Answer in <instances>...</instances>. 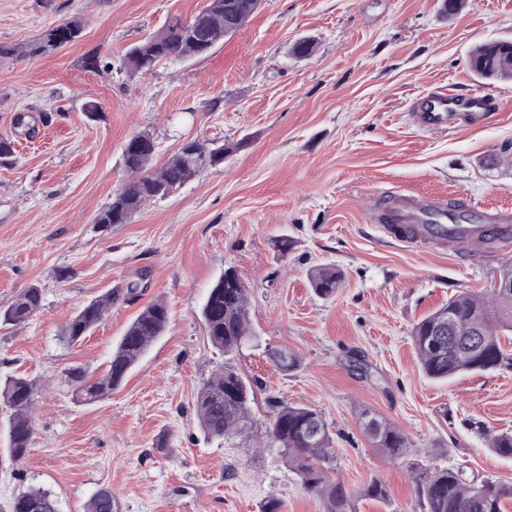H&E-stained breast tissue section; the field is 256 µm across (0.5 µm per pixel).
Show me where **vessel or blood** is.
Here are the masks:
<instances>
[{
    "mask_svg": "<svg viewBox=\"0 0 512 512\" xmlns=\"http://www.w3.org/2000/svg\"><path fill=\"white\" fill-rule=\"evenodd\" d=\"M495 108L496 103L490 95L474 90L463 99L451 85L424 97L418 105L417 115L420 125L425 128L445 126L456 120L479 126L487 121ZM383 218L391 222L441 226L448 218V205L441 199L415 202L396 196L389 200Z\"/></svg>",
    "mask_w": 512,
    "mask_h": 512,
    "instance_id": "1",
    "label": "vessel or blood"
}]
</instances>
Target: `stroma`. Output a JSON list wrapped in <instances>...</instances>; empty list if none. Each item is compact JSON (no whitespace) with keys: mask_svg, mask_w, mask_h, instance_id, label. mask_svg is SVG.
Wrapping results in <instances>:
<instances>
[{"mask_svg":"<svg viewBox=\"0 0 512 512\" xmlns=\"http://www.w3.org/2000/svg\"><path fill=\"white\" fill-rule=\"evenodd\" d=\"M261 0L256 13L208 56L167 60L137 73L127 50L207 0H0V308L31 286L42 307L23 327L0 326V380L36 381L32 444L8 447L10 409L0 401V512L43 488L60 512H84L97 491L115 512H323L278 448L269 444L268 396L322 412L333 438V480L358 489L382 481L390 497L354 512H413L405 462H391L361 432L371 409L401 427L410 456L512 485V458L497 456L475 423L512 432V371L438 382L421 370L411 331L464 291L489 292L512 264V233L481 245L405 241L378 223L389 195L447 199L451 214L488 224L512 209V81L496 82L485 125L420 128L415 98L454 84L478 88L468 67L476 45L512 38V0ZM78 16L81 36L32 57L22 46ZM314 39L305 59L289 54ZM97 53L99 68L86 66ZM97 103L96 118L85 112ZM25 125H17V115ZM145 132L164 163L181 142L226 148L224 164L129 223L94 219L127 178L122 146ZM294 247L279 256L273 241ZM343 273L335 295L309 286L323 264ZM232 267L250 293L254 337L232 363L255 384L249 437L214 440L195 399L224 362L211 347L202 304ZM140 281L88 336L67 345L62 326L88 301ZM164 300L168 327L122 385L83 404L70 379L104 374L128 324ZM285 347L297 368L269 357ZM360 356L368 374L349 359Z\"/></svg>","mask_w":512,"mask_h":512,"instance_id":"stroma-1","label":"stroma"}]
</instances>
